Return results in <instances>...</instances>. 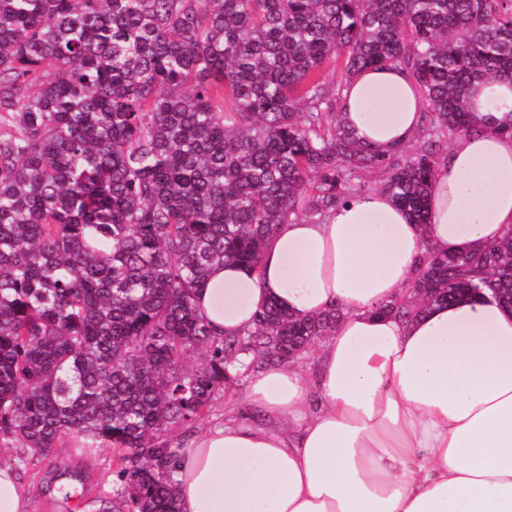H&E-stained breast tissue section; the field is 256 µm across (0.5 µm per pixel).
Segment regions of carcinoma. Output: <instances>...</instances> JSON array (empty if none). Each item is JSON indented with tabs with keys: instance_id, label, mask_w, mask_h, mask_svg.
Wrapping results in <instances>:
<instances>
[{
	"instance_id": "obj_1",
	"label": "carcinoma",
	"mask_w": 512,
	"mask_h": 512,
	"mask_svg": "<svg viewBox=\"0 0 512 512\" xmlns=\"http://www.w3.org/2000/svg\"><path fill=\"white\" fill-rule=\"evenodd\" d=\"M376 66L425 100L410 158L341 118L347 80ZM490 79L512 80V0H0V448L110 449L112 498L86 505L179 512L168 428L341 317L272 303L224 336L196 305L211 270L259 269L282 225L327 216L369 169L426 223ZM480 291L512 306V232L426 253L378 312L408 322Z\"/></svg>"
}]
</instances>
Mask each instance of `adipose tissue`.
<instances>
[{"instance_id":"1","label":"adipose tissue","mask_w":512,"mask_h":512,"mask_svg":"<svg viewBox=\"0 0 512 512\" xmlns=\"http://www.w3.org/2000/svg\"><path fill=\"white\" fill-rule=\"evenodd\" d=\"M477 129L438 164L420 225L383 191L281 227L259 269H213L197 295L227 336L276 303L336 330L296 363L249 378L244 406L171 457L179 512H512V307L491 295L429 305L404 324L378 309L425 251L459 253L512 230V83H475ZM424 101L399 68L347 82L341 116L381 155L417 134Z\"/></svg>"}]
</instances>
